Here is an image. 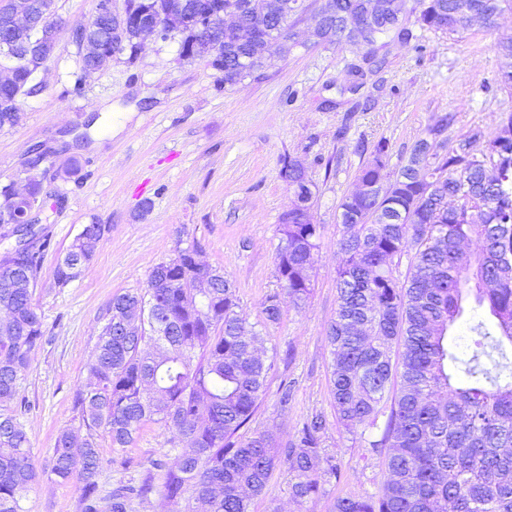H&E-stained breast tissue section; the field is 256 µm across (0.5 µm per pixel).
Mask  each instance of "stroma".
<instances>
[{"label":"stroma","instance_id":"obj_1","mask_svg":"<svg viewBox=\"0 0 512 512\" xmlns=\"http://www.w3.org/2000/svg\"><path fill=\"white\" fill-rule=\"evenodd\" d=\"M292 18V37L275 67L224 85L202 61L180 58V41L146 40L135 56H119L86 74L72 31L93 13L96 0H52L62 23L59 47L36 76V93L24 97L21 122L0 129V185L36 177L44 201L39 212L48 240L35 301L45 340L31 361L23 399L39 480L26 493L24 512H83L76 482L57 483L45 472L56 438L80 425L73 398L112 298L145 287L156 264L196 245L204 262L223 267L250 322L278 292V226L295 196L282 175L283 161L299 159L306 171L313 220L320 227L311 293L301 305L284 302L279 324L266 330L275 355L251 431L292 439L309 416H325L324 446L340 480L305 506L288 493L290 475L278 466L251 512H334L346 492L377 493L382 456L337 423L325 329L337 308L340 204L378 143L388 146L390 170L404 164L436 117L448 112V144L473 132L496 136L512 113V92L497 78L512 58L495 45L512 38V8L493 25L457 32L414 29L402 42L387 38L384 67L350 84L347 68L364 48L314 44L312 11ZM76 174H65L68 161ZM104 225V236L84 275L59 288L53 268L82 225ZM292 399L280 406L283 386ZM168 437L144 427L126 448L98 439L99 496L121 484L137 486L162 459Z\"/></svg>","mask_w":512,"mask_h":512}]
</instances>
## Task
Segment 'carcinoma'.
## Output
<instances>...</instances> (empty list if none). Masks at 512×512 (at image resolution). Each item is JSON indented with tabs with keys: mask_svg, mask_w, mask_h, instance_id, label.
Returning <instances> with one entry per match:
<instances>
[{
	"mask_svg": "<svg viewBox=\"0 0 512 512\" xmlns=\"http://www.w3.org/2000/svg\"><path fill=\"white\" fill-rule=\"evenodd\" d=\"M239 18L224 41V84L232 86L278 59L281 30L296 0H222ZM355 0H325L321 11L335 21L334 45ZM416 23L434 31L492 25L500 0H419ZM33 41L13 37L9 55L20 60ZM14 88L34 93L25 67ZM445 114L419 139L406 163L387 169L386 149L357 180L372 193L340 205L370 224L343 223L336 270V317L325 330L332 355L336 421L351 433L378 427L368 440L385 457L379 493L345 494L335 512H512V113L504 135L484 151L498 170L462 163V151L478 152L477 133L448 150ZM42 196L13 199L0 188V211L22 210ZM104 225L84 224L58 256L53 281L64 288L93 259ZM277 278L295 304L308 299L319 249V225L310 209L288 211L279 225ZM477 240L470 252L464 244ZM47 241L8 263L0 259V512H24L21 501L39 473L24 411L9 406L24 391L32 356L45 330L34 292ZM193 246L176 261L155 265L147 287L112 298L95 345L88 382L74 406L85 433L62 431L47 477L80 484L85 512H130L133 498L158 496L161 512H250L273 470L291 473L290 499H316L339 478L323 446L321 414L307 418L284 448L273 435L249 433L266 375L265 338L239 310L224 269L194 266ZM410 255L405 281L393 266ZM473 299L493 317L492 328L471 327L478 339L461 358L448 347V326ZM263 324L281 320L280 294L263 304ZM170 433L166 460L139 488L120 485L97 493V438L126 448L148 424Z\"/></svg>",
	"mask_w": 512,
	"mask_h": 512,
	"instance_id": "obj_1",
	"label": "carcinoma"
}]
</instances>
